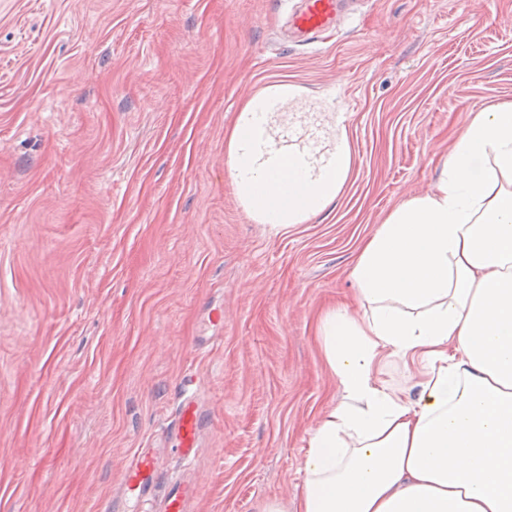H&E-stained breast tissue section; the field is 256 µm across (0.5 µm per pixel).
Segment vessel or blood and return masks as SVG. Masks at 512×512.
Instances as JSON below:
<instances>
[{"mask_svg": "<svg viewBox=\"0 0 512 512\" xmlns=\"http://www.w3.org/2000/svg\"><path fill=\"white\" fill-rule=\"evenodd\" d=\"M344 0H300L289 11L288 31L300 42H322L325 34L340 23ZM283 149L282 167L305 173L315 157L313 143H302L294 130H286L279 142ZM209 420V411L201 396L194 374L183 380L179 407L163 430L174 439L184 465H191L200 449V441ZM198 493V483L191 475L177 478L166 475V460L156 449L141 448L128 456L122 465L121 496L136 501L145 512H188Z\"/></svg>", "mask_w": 512, "mask_h": 512, "instance_id": "1", "label": "vessel or blood"}]
</instances>
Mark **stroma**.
Masks as SVG:
<instances>
[{
  "label": "stroma",
  "instance_id": "1",
  "mask_svg": "<svg viewBox=\"0 0 512 512\" xmlns=\"http://www.w3.org/2000/svg\"><path fill=\"white\" fill-rule=\"evenodd\" d=\"M286 19L271 0H0V512H107L188 369L212 405L188 512L301 492L340 398L319 318L358 308L365 243L512 102V0H362L316 45L276 40ZM282 84L351 166L276 228L238 195L226 134Z\"/></svg>",
  "mask_w": 512,
  "mask_h": 512
}]
</instances>
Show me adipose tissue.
Instances as JSON below:
<instances>
[{"mask_svg":"<svg viewBox=\"0 0 512 512\" xmlns=\"http://www.w3.org/2000/svg\"><path fill=\"white\" fill-rule=\"evenodd\" d=\"M251 99L228 135L240 196L281 226L321 210L349 169L341 149L289 195L255 190L275 172ZM365 311L319 323L341 399L308 438L294 507L263 512H512V103L478 113L432 193L395 210L351 272ZM419 358L408 396L376 376Z\"/></svg>","mask_w":512,"mask_h":512,"instance_id":"obj_1","label":"adipose tissue"}]
</instances>
